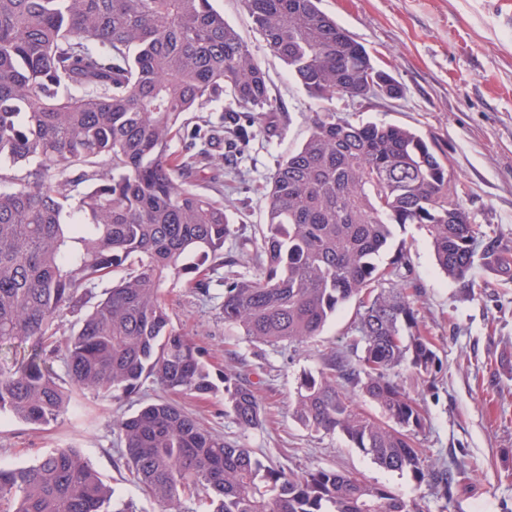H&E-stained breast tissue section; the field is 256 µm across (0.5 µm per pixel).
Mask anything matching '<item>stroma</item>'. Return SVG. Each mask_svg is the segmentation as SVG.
I'll use <instances>...</instances> for the list:
<instances>
[{
    "label": "stroma",
    "instance_id": "35a3bbf8",
    "mask_svg": "<svg viewBox=\"0 0 512 512\" xmlns=\"http://www.w3.org/2000/svg\"><path fill=\"white\" fill-rule=\"evenodd\" d=\"M216 7L252 49L280 110L272 128L243 148L232 173L198 169V190L220 194L233 233L225 250L234 266L213 265L208 292L181 279L164 285L175 328L206 351L213 373L230 369L253 383L269 418L242 431L224 413V396L178 403L211 432L252 448L257 457L301 472L313 468L354 473L389 487L423 512H512V280L477 266L476 289L449 279L436 265L431 240L415 224L395 227L394 249L406 248L409 275L419 286L416 307L437 358L430 373L400 370L396 381L422 408L416 444L426 469L452 480H415L373 463L338 433L305 428L294 415L300 377L316 373L331 352L352 353L359 336L356 303H347L320 336L299 346L251 343L224 327V279L252 273L261 246L266 201L261 193L278 161L306 139L316 113L357 122L393 123L435 137L456 178V190L474 223L500 233L512 247V29L500 26L498 0H320L319 7L362 43L377 67L405 89L401 98L332 101L311 97L254 29L241 0ZM136 399L76 393L57 422L33 426L0 415V467L31 464L56 448L78 449L118 495L140 512H160L132 483L121 459L116 422Z\"/></svg>",
    "mask_w": 512,
    "mask_h": 512
}]
</instances>
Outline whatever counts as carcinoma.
Returning <instances> with one entry per match:
<instances>
[{
  "instance_id": "carcinoma-1",
  "label": "carcinoma",
  "mask_w": 512,
  "mask_h": 512,
  "mask_svg": "<svg viewBox=\"0 0 512 512\" xmlns=\"http://www.w3.org/2000/svg\"><path fill=\"white\" fill-rule=\"evenodd\" d=\"M269 48L313 97L399 98L364 46L318 0H242ZM224 102L233 146L278 111L266 75L213 0H0V414L57 421L71 388L142 397L219 391L204 351L176 329L163 285L208 287L203 264L224 261L232 235L224 201L193 189L199 164L222 168L209 131L183 121ZM454 175L432 141L391 123L320 112L302 145L263 187L265 231L249 276L224 279V326L258 344L298 345L358 303L361 352H333L305 374L294 414L340 433L379 467L419 481L417 401L394 380L436 361L422 334L418 285L378 257L396 224H419L448 277L474 287L476 263L512 277V252L451 190ZM90 306L57 344V319ZM63 353L70 387L52 359ZM224 412L244 430L265 421L251 383L224 372ZM350 384L382 411L367 414ZM123 458L164 512L194 500L205 512H419L386 486L332 469L295 473L264 463L167 402L141 403L116 424ZM0 512H138L75 448L0 467Z\"/></svg>"
}]
</instances>
